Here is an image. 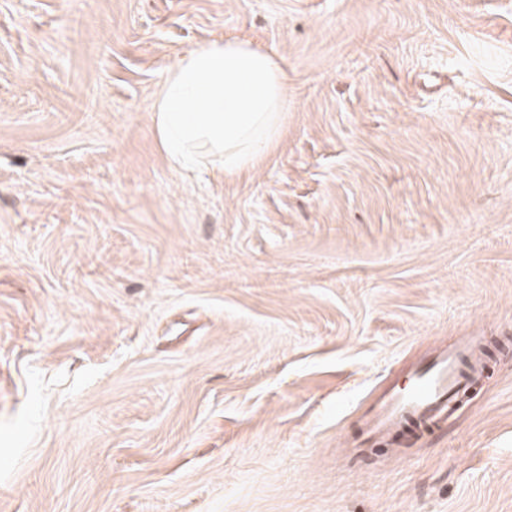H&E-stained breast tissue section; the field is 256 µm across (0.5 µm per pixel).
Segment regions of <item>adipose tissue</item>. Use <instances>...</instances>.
Returning <instances> with one entry per match:
<instances>
[{
    "instance_id": "obj_1",
    "label": "adipose tissue",
    "mask_w": 512,
    "mask_h": 512,
    "mask_svg": "<svg viewBox=\"0 0 512 512\" xmlns=\"http://www.w3.org/2000/svg\"><path fill=\"white\" fill-rule=\"evenodd\" d=\"M288 94L282 58L243 39L207 40L162 74L152 123L173 168H218L230 178L278 144Z\"/></svg>"
}]
</instances>
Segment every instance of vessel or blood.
Instances as JSON below:
<instances>
[{
    "instance_id": "1",
    "label": "vessel or blood",
    "mask_w": 512,
    "mask_h": 512,
    "mask_svg": "<svg viewBox=\"0 0 512 512\" xmlns=\"http://www.w3.org/2000/svg\"><path fill=\"white\" fill-rule=\"evenodd\" d=\"M479 349L476 335L435 349L412 371L408 388L382 397L366 423L369 432L386 436L414 423L439 421L481 374Z\"/></svg>"
}]
</instances>
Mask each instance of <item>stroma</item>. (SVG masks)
<instances>
[{
  "label": "stroma",
  "mask_w": 512,
  "mask_h": 512,
  "mask_svg": "<svg viewBox=\"0 0 512 512\" xmlns=\"http://www.w3.org/2000/svg\"><path fill=\"white\" fill-rule=\"evenodd\" d=\"M216 37L288 70L237 178L151 122ZM0 512H512V0H0ZM480 337L475 333L435 349L411 372L408 388L382 397L366 422L368 431L386 436L412 423L439 421L482 372ZM462 360L467 361V371L460 368Z\"/></svg>",
  "instance_id": "stroma-1"
}]
</instances>
